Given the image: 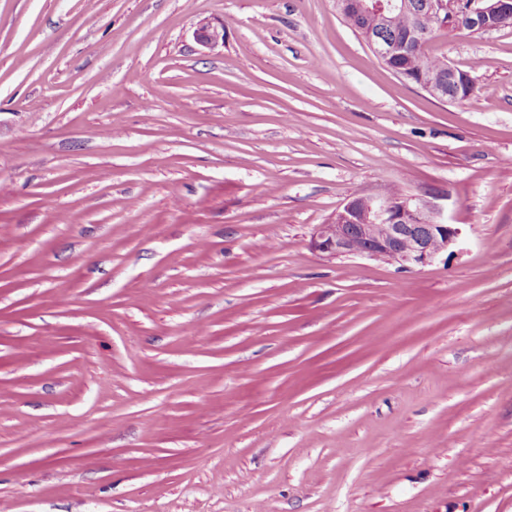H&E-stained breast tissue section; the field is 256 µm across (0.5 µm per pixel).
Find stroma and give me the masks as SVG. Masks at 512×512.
<instances>
[{
  "label": "stroma",
  "instance_id": "1",
  "mask_svg": "<svg viewBox=\"0 0 512 512\" xmlns=\"http://www.w3.org/2000/svg\"><path fill=\"white\" fill-rule=\"evenodd\" d=\"M426 48L468 100L336 0H0V512H512V26ZM395 185L453 252L312 249Z\"/></svg>",
  "mask_w": 512,
  "mask_h": 512
}]
</instances>
